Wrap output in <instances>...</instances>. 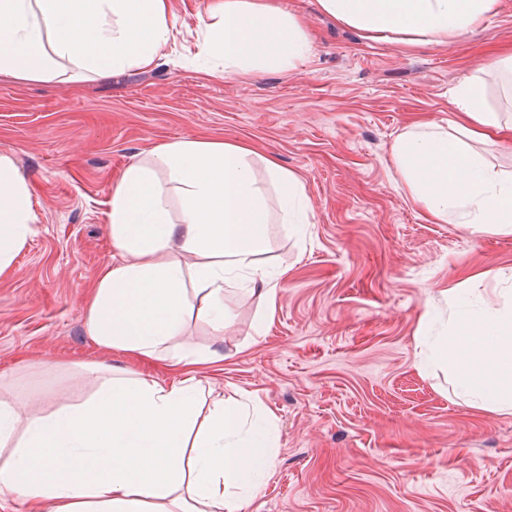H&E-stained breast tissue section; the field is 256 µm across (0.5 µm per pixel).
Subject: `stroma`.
Returning <instances> with one entry per match:
<instances>
[{
	"label": "stroma",
	"instance_id": "stroma-1",
	"mask_svg": "<svg viewBox=\"0 0 512 512\" xmlns=\"http://www.w3.org/2000/svg\"><path fill=\"white\" fill-rule=\"evenodd\" d=\"M164 61L95 80L20 83L0 75V154L34 193L37 234L0 274V400L55 411L87 401L97 364L167 381L178 368L97 346L84 302L111 263L110 189L154 146L186 137L253 148L303 183L307 234L270 225L274 307L224 286L223 358L197 376L269 412L274 465L241 512H512V414L457 395L445 368L420 369L421 336L449 312L512 307V235L436 222L406 187L394 139L417 121L447 126L473 78L479 106L512 120V81L488 69L512 48V0L445 44L373 40L316 8L310 55L287 70L204 77L192 58L207 0H172Z\"/></svg>",
	"mask_w": 512,
	"mask_h": 512
}]
</instances>
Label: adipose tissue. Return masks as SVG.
Instances as JSON below:
<instances>
[{
    "instance_id": "1",
    "label": "adipose tissue",
    "mask_w": 512,
    "mask_h": 512,
    "mask_svg": "<svg viewBox=\"0 0 512 512\" xmlns=\"http://www.w3.org/2000/svg\"><path fill=\"white\" fill-rule=\"evenodd\" d=\"M320 10L374 39L444 44L493 14L497 0H316ZM197 26V58L225 74L287 67L311 44L300 15L277 0H209ZM177 19L171 0H0V74L23 82L56 77L68 61L76 79L102 78L165 57ZM479 84L456 100L458 139L419 124L392 152L412 195L437 222L512 235V174L470 149L512 136V125L478 110ZM252 151L238 142L186 138L131 163L110 191L111 264L85 301L86 331L98 345L191 369L219 359L186 334L202 319L218 343L229 313L224 285L258 287L274 303L276 272L263 259L273 221ZM266 169L283 213L306 210L303 186L274 161ZM179 211L171 213L168 190ZM40 216L16 160L0 154V273L38 232ZM462 331L436 337L425 362L447 366L472 408L512 412V311H463ZM278 437L248 423L244 404L207 403L195 377L162 383L112 375L89 402L44 413L0 402V510L24 498L34 512H238L272 466Z\"/></svg>"
}]
</instances>
